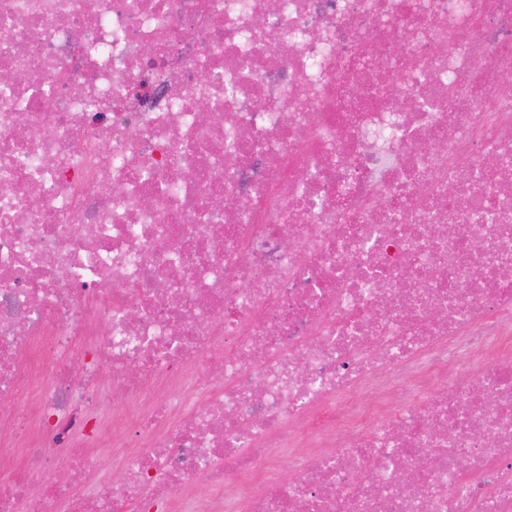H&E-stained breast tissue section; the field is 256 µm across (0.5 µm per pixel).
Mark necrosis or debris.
I'll use <instances>...</instances> for the list:
<instances>
[{
    "mask_svg": "<svg viewBox=\"0 0 512 512\" xmlns=\"http://www.w3.org/2000/svg\"><path fill=\"white\" fill-rule=\"evenodd\" d=\"M423 2L0 0V512H512V0Z\"/></svg>",
    "mask_w": 512,
    "mask_h": 512,
    "instance_id": "necrosis-or-debris-1",
    "label": "necrosis or debris"
}]
</instances>
